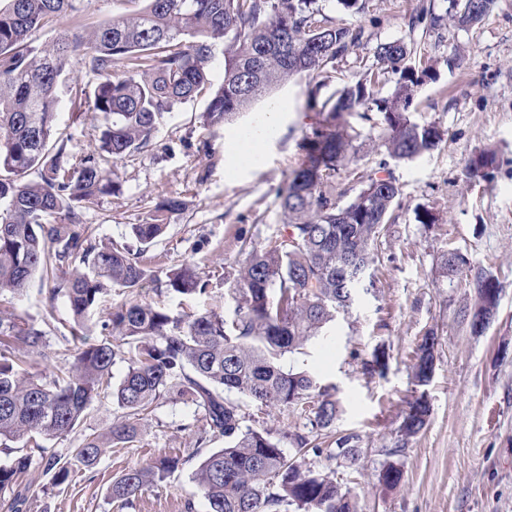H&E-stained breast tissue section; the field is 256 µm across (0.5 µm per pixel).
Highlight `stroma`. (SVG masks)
Segmentation results:
<instances>
[{
    "mask_svg": "<svg viewBox=\"0 0 512 512\" xmlns=\"http://www.w3.org/2000/svg\"><path fill=\"white\" fill-rule=\"evenodd\" d=\"M429 4L439 12L447 6L446 0H366L358 17L365 28L363 43L340 63L335 77L305 75L285 82L223 127H204L206 96L175 106L149 147L115 164L121 195L88 204L83 222L97 240L118 239L130 225L143 223L162 199L180 198L182 210L169 217L165 236L145 258L162 269L194 260L209 276V290L179 297L149 284L140 297L173 315L214 309L232 316L240 297L225 288L224 277L242 260L240 239L264 245L285 232L277 195L300 162L299 143L319 120L308 106L309 94L323 100L359 80L377 44L414 41L434 74L416 87L410 118L439 125L446 140L414 160L396 162L376 138L382 113L362 106L345 116L357 135L350 167L369 175L387 165L400 195L395 221L382 238L374 288L359 291L348 313L338 315L302 352L282 359L285 368L308 370L329 388L340 408L337 434L356 435L361 450L354 466L311 454L303 464L336 480L358 512H512V0H496L490 14L468 29L440 36L410 31V15ZM143 6L144 0H84L78 15L33 31L31 40L47 47L60 27L91 26ZM453 55L460 58L455 67L447 64ZM271 100L282 114L275 136L254 163L241 155L238 133ZM57 129L77 155L89 151L97 134L93 112L72 105L65 93ZM484 147L498 154L493 179L466 182L467 157ZM422 208L435 215V224L416 221ZM446 249L462 251L475 269L499 280L498 306L483 332L469 326L474 293L465 279L439 272L437 258ZM49 286L37 275L26 293L0 301L16 317L43 326L45 348L26 355L23 364L40 378L74 353L62 338L68 302L62 296L49 300ZM432 329L438 333L434 369L421 388L413 383L411 366ZM378 349L388 352V365L384 372L367 373L365 364ZM420 394L430 406L428 421L418 435L399 444L408 403ZM115 415L111 399L94 402L73 431L47 446L67 457L86 435L105 432ZM202 418L191 402L160 399L135 446L107 452L69 484L54 486L50 476L34 471L22 512H207L193 478L202 459L194 447ZM171 454L179 455L181 464L166 482L145 488L129 510L112 502L108 489L123 470ZM388 462L403 471L393 488L380 482Z\"/></svg>",
    "mask_w": 512,
    "mask_h": 512,
    "instance_id": "35a3bbf8",
    "label": "stroma"
}]
</instances>
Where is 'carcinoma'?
I'll use <instances>...</instances> for the list:
<instances>
[{
    "instance_id": "carcinoma-1",
    "label": "carcinoma",
    "mask_w": 512,
    "mask_h": 512,
    "mask_svg": "<svg viewBox=\"0 0 512 512\" xmlns=\"http://www.w3.org/2000/svg\"><path fill=\"white\" fill-rule=\"evenodd\" d=\"M0 6V298L21 295L40 272L53 282L49 301L67 299L68 333L74 359L53 377L36 378L19 369L18 355L39 351L46 340L41 325L0 311V439L23 443L27 452L0 469V507L19 512L10 497L18 479L30 472L33 457L52 474L56 486L70 475L94 467L112 448L134 442L162 397L192 402L205 412L195 445L222 438L200 463L194 478L208 512H356L349 493L334 480L287 460L284 444L355 464L354 437L336 439L323 449L322 432L339 413L329 389L306 370L285 369L295 353L336 314L351 307L359 289L374 286L373 246L391 222L400 194L393 173L367 176L345 206L336 203V176L361 179L347 169L355 136L344 114L369 104L384 114L377 138L389 158L409 161L438 147L445 130L410 119L414 88L433 78V65L407 61L415 48L404 41L381 43L365 77L346 85L338 97L310 108L322 120L299 144L300 164L279 192L287 235L264 246L242 241L244 260L224 284L241 296L234 314L209 311L173 316L133 299L102 319L106 334L95 343L86 336L98 296L112 289L134 294L151 280L165 291L193 297L208 292L209 279L197 264L185 262L158 274L143 261L146 248L163 236L170 215L183 202L169 197L141 224L130 225L133 242H96L82 224L83 205L100 196H118L122 183L114 164L150 145L164 114L211 90L204 126L219 128L248 110L277 85L303 74L331 78L336 62L363 44L365 30L327 16L320 0H145L138 13L110 18L77 31L61 32L49 50L29 42L33 30L81 11L82 0H3ZM494 0H449L445 14L421 8L409 20L430 31L478 24ZM223 47L224 73L213 85L210 66ZM85 56L97 76L93 95L79 83L70 87L73 104H88L99 124V139L76 156L68 141L53 137L68 58ZM122 73H116L117 69ZM397 76L396 88L380 96L382 77ZM497 167V152L478 149L464 176L485 178ZM35 172L38 179L27 176ZM445 277L472 273L468 281L477 311L490 291L500 292L491 274L473 271L456 249L440 256ZM423 339L416 354L414 380L424 386L433 355ZM127 370L112 385V366ZM237 394L257 411L278 408L302 422L303 430L273 433L247 424ZM112 398L120 414L104 434H90L61 460L44 442L71 432L97 400ZM430 408L420 395L409 403L399 428L401 441L425 426ZM180 457L166 456L154 466L131 468L112 481V501L133 504L145 488L167 479Z\"/></svg>"
}]
</instances>
